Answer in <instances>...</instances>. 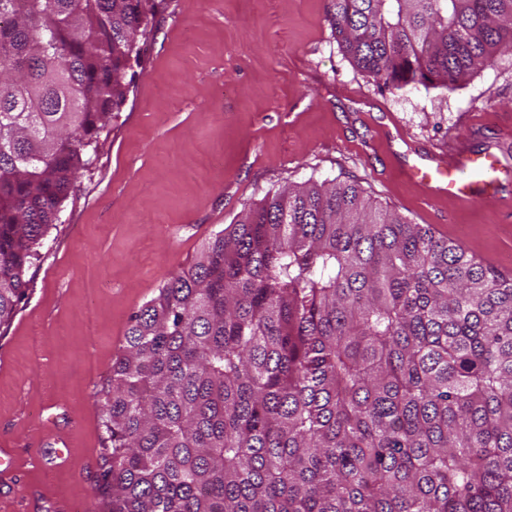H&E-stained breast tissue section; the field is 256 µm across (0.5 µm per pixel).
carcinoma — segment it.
<instances>
[{
    "label": "carcinoma",
    "instance_id": "cac0c4a2",
    "mask_svg": "<svg viewBox=\"0 0 512 512\" xmlns=\"http://www.w3.org/2000/svg\"><path fill=\"white\" fill-rule=\"evenodd\" d=\"M159 0H0V325ZM385 86L512 50V0H326ZM106 512H512V279L354 183L266 194L132 315Z\"/></svg>",
    "mask_w": 512,
    "mask_h": 512
}]
</instances>
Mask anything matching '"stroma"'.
<instances>
[{
    "label": "stroma",
    "instance_id": "obj_1",
    "mask_svg": "<svg viewBox=\"0 0 512 512\" xmlns=\"http://www.w3.org/2000/svg\"><path fill=\"white\" fill-rule=\"evenodd\" d=\"M326 0H162L129 92L0 326V512L103 502L99 403L131 315L243 206L312 180L360 186L512 277V198L429 200L403 174L465 148L512 172V50L462 87L354 66Z\"/></svg>",
    "mask_w": 512,
    "mask_h": 512
}]
</instances>
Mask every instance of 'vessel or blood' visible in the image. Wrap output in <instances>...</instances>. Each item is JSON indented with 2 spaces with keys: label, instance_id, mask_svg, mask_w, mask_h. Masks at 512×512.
I'll list each match as a JSON object with an SVG mask.
<instances>
[{
  "label": "vessel or blood",
  "instance_id": "1",
  "mask_svg": "<svg viewBox=\"0 0 512 512\" xmlns=\"http://www.w3.org/2000/svg\"><path fill=\"white\" fill-rule=\"evenodd\" d=\"M405 175L426 188L431 198L448 197L462 203L500 195L507 178L489 159L466 151L451 160L442 153H426L407 167Z\"/></svg>",
  "mask_w": 512,
  "mask_h": 512
}]
</instances>
